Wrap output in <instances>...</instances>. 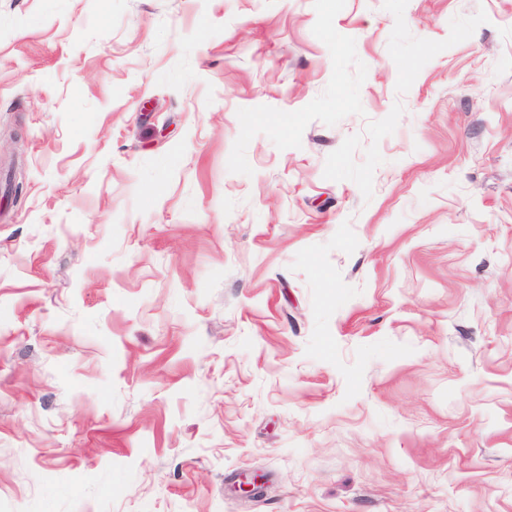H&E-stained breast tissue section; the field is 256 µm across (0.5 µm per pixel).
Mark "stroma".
<instances>
[{
  "label": "stroma",
  "mask_w": 512,
  "mask_h": 512,
  "mask_svg": "<svg viewBox=\"0 0 512 512\" xmlns=\"http://www.w3.org/2000/svg\"><path fill=\"white\" fill-rule=\"evenodd\" d=\"M0 512H512V0H0Z\"/></svg>",
  "instance_id": "1"
}]
</instances>
